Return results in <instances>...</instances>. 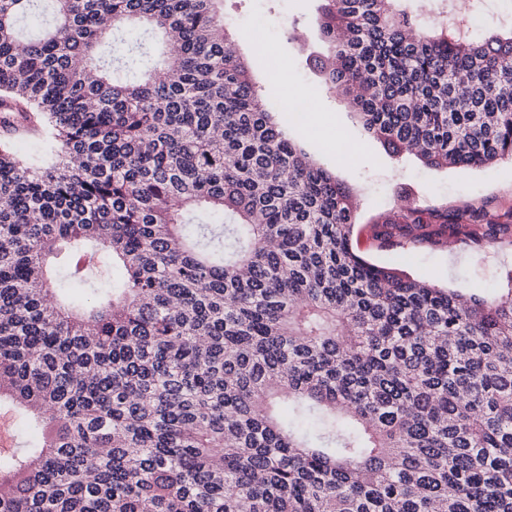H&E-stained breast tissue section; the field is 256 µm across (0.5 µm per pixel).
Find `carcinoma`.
Segmentation results:
<instances>
[{
    "instance_id": "obj_1",
    "label": "carcinoma",
    "mask_w": 512,
    "mask_h": 512,
    "mask_svg": "<svg viewBox=\"0 0 512 512\" xmlns=\"http://www.w3.org/2000/svg\"><path fill=\"white\" fill-rule=\"evenodd\" d=\"M0 0V512H512L507 296L352 247L353 190L275 119L224 0ZM364 131L512 160V31L321 0ZM42 131L41 155L10 135ZM389 246L512 243L478 208Z\"/></svg>"
}]
</instances>
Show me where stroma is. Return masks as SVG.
<instances>
[{
	"instance_id": "stroma-1",
	"label": "stroma",
	"mask_w": 512,
	"mask_h": 512,
	"mask_svg": "<svg viewBox=\"0 0 512 512\" xmlns=\"http://www.w3.org/2000/svg\"><path fill=\"white\" fill-rule=\"evenodd\" d=\"M424 16L463 19L472 34L512 29V6L506 0H416ZM319 0H233L232 12L240 23L232 30L240 55L257 80L269 79L278 67H286L284 82L275 84L280 102L291 91L305 93L316 107L317 120L295 121L293 113H279L289 137L322 166L353 188L359 201V222L352 244L370 262L403 270L413 278L443 288L476 294H492L507 285L512 270V244L494 243L481 251L450 242L437 247L400 249L377 239V219L396 216L407 208L422 212L485 206L490 218L512 222V161L483 168L431 169L415 156L390 155L382 144L369 138L340 91L327 88L306 61L308 51L325 46L315 23ZM335 123L337 134L360 144V152L342 159L323 139L322 127Z\"/></svg>"
}]
</instances>
